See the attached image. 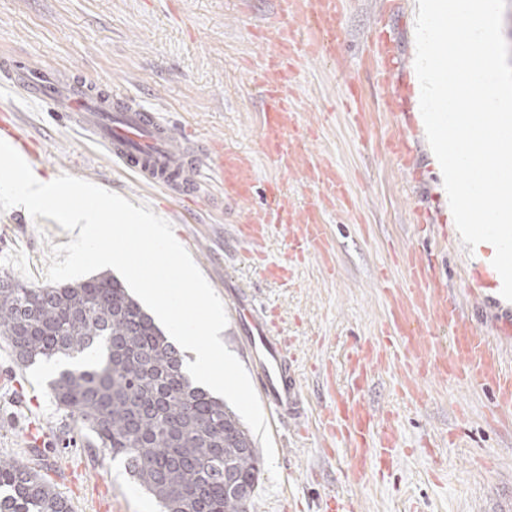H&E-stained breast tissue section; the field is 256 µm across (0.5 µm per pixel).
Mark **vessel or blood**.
<instances>
[{
	"label": "vessel or blood",
	"instance_id": "1",
	"mask_svg": "<svg viewBox=\"0 0 512 512\" xmlns=\"http://www.w3.org/2000/svg\"><path fill=\"white\" fill-rule=\"evenodd\" d=\"M343 2L276 0L274 22L268 25L267 33L277 50L267 58L269 78L263 90L261 132L267 155L283 168H291L304 141L294 121V98L288 91L292 63L303 51L332 55L336 19ZM373 53L385 62L379 73L381 82H397L401 64L393 46L378 41ZM12 83L23 89L27 97L44 101L53 111L66 113L70 122L90 131L110 156L147 186L183 190L188 186L189 170L209 169L207 151L178 147L167 122L145 107L131 106L125 96L109 88L78 80L64 84L56 75L25 66L17 70ZM392 152L404 168L413 167L415 154L405 131L395 132ZM213 172L216 183L226 194L250 197L254 174L248 157L220 154ZM307 177L321 187L325 199L347 203L350 192L331 161L310 166ZM278 228L289 232L292 260L328 256L330 241L322 207L316 205L306 214H299L287 194L270 184L265 189L264 204L249 214L238 234L257 246ZM403 264L402 280L391 278L384 270L378 274L390 306L385 352L400 369L401 390L410 399H418L414 372L432 363L443 376H462L471 389L492 388L490 418L511 416L512 367H505L500 347L470 323L460 300L449 291L447 281L432 275L431 255L412 251L404 255ZM466 274L473 297H484L498 285L496 272L489 268L470 266ZM236 312L261 394L281 417L302 425L301 387L288 357L287 343L275 334L273 313L247 300L239 303ZM373 359L369 346L350 354L356 389L367 381L368 365ZM319 424L325 438L352 449L353 473L364 471L367 457L376 458L384 467L390 466L396 457L398 434L393 419L377 415L355 393H337L323 409Z\"/></svg>",
	"mask_w": 512,
	"mask_h": 512
}]
</instances>
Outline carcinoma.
<instances>
[{
  "instance_id": "obj_1",
  "label": "carcinoma",
  "mask_w": 512,
  "mask_h": 512,
  "mask_svg": "<svg viewBox=\"0 0 512 512\" xmlns=\"http://www.w3.org/2000/svg\"><path fill=\"white\" fill-rule=\"evenodd\" d=\"M0 338L17 365L79 359L50 382L64 430L122 457L161 512H250L260 458L226 403L196 386L184 355L115 277L28 286L0 275ZM232 473L244 494L225 489ZM0 512H73L36 468L0 458Z\"/></svg>"
}]
</instances>
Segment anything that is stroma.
<instances>
[{"label": "stroma", "mask_w": 512, "mask_h": 512, "mask_svg": "<svg viewBox=\"0 0 512 512\" xmlns=\"http://www.w3.org/2000/svg\"><path fill=\"white\" fill-rule=\"evenodd\" d=\"M384 2L346 0L335 57L309 56L295 70L290 89L301 123L312 131L302 160L334 161L351 203L326 209L334 269L313 256L292 268L285 285L262 276L248 257L249 245L236 235L237 225L262 205L268 182L280 183L301 210L323 198L303 170L283 173L261 145L264 58L273 43L258 31L273 16L275 0H0V66L12 55L65 79L109 86L186 132L194 146L245 154L254 163L257 190L245 202L194 172L187 195L150 188L88 132L60 123L45 102L0 84V101L12 103L21 134L43 157L40 175L68 174L150 207L172 224L226 311H233L239 291L274 309L277 332L295 359L307 419L300 430L264 405L280 484L272 486L269 474H261L260 489L276 492L254 499L253 512H321L330 496L353 502L356 512H512V421L487 420L491 389L474 391L428 375L420 378L422 396L413 402L400 392L394 366L375 367L362 396L396 417L399 447L392 466L370 461L361 476L351 473L344 447L327 453L318 425L333 389L351 383L347 354L386 339L389 307L377 275L385 267L401 279L402 252L435 255L436 276L460 293L475 327L494 331L512 311L498 296L476 301L465 293L462 269L471 258L458 232L438 243L418 227L419 214L430 213L436 224L452 212L420 127L414 87L376 81L370 40ZM392 2L385 33L408 70L415 2ZM352 92L368 121L363 132L341 106ZM392 96L412 117L405 128L417 164L410 170L387 146L396 123L384 102ZM64 235L56 221L31 217L23 207L0 212V274L44 285L51 247ZM60 369L57 361L16 366L0 340V458H40L43 475L73 512H160L121 459L59 444L60 414L48 383ZM31 437L40 446L28 447Z\"/></svg>", "instance_id": "35a3bbf8"}]
</instances>
